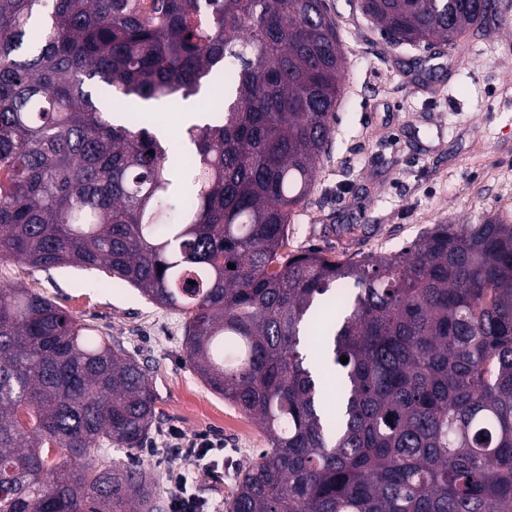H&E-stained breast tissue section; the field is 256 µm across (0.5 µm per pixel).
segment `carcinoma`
I'll use <instances>...</instances> for the list:
<instances>
[{
	"mask_svg": "<svg viewBox=\"0 0 512 512\" xmlns=\"http://www.w3.org/2000/svg\"><path fill=\"white\" fill-rule=\"evenodd\" d=\"M491 4L349 2L394 49L454 48ZM343 72L324 0H0V263L101 270L185 315L190 364L269 443L230 512H512V224L285 252ZM95 83L143 112L219 104L176 171ZM155 402L119 341L0 283V512H162L150 472L92 463L139 447Z\"/></svg>",
	"mask_w": 512,
	"mask_h": 512,
	"instance_id": "obj_1",
	"label": "carcinoma"
}]
</instances>
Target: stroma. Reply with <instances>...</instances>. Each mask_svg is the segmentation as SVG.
<instances>
[{
	"mask_svg": "<svg viewBox=\"0 0 512 512\" xmlns=\"http://www.w3.org/2000/svg\"><path fill=\"white\" fill-rule=\"evenodd\" d=\"M346 73L308 203L288 226V253L312 247L336 259L394 254L436 224L512 214V26L471 28L454 49H393L347 0H325ZM6 283L38 293L75 320L123 342L147 366L155 427L113 462L150 471L167 496L174 473L193 475L207 512H229L242 469L267 448L255 422L210 391L189 363L185 318L99 270L10 264ZM216 433L223 479L171 460L170 431Z\"/></svg>",
	"mask_w": 512,
	"mask_h": 512,
	"instance_id": "1",
	"label": "stroma"
}]
</instances>
